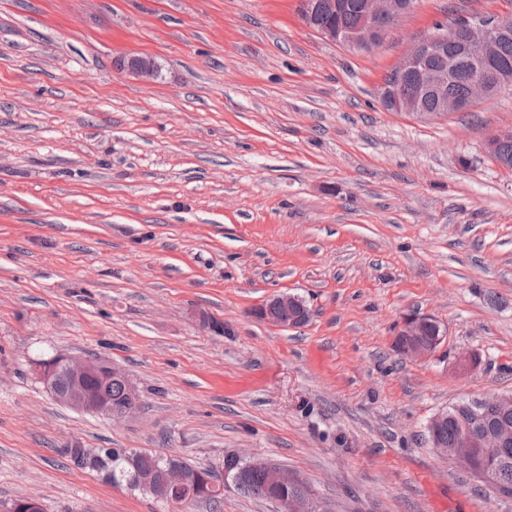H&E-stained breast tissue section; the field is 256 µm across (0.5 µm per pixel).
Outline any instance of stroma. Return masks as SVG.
I'll list each match as a JSON object with an SVG mask.
<instances>
[{"instance_id": "stroma-1", "label": "stroma", "mask_w": 512, "mask_h": 512, "mask_svg": "<svg viewBox=\"0 0 512 512\" xmlns=\"http://www.w3.org/2000/svg\"><path fill=\"white\" fill-rule=\"evenodd\" d=\"M300 10L0 0V512H171L67 445L266 460L330 512H512L427 433L512 392V172L485 151L512 87L430 118L379 98L415 38L512 0H415L369 52ZM283 293L306 324L255 316ZM412 313L430 355L397 347ZM58 354L118 363L139 410L57 402L33 363Z\"/></svg>"}]
</instances>
